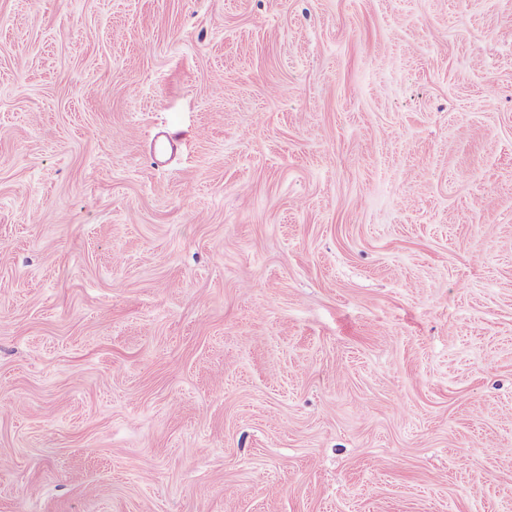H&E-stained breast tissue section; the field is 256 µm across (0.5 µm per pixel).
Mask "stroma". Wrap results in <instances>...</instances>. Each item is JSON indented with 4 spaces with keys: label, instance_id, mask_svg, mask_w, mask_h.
<instances>
[{
    "label": "stroma",
    "instance_id": "35a3bbf8",
    "mask_svg": "<svg viewBox=\"0 0 512 512\" xmlns=\"http://www.w3.org/2000/svg\"><path fill=\"white\" fill-rule=\"evenodd\" d=\"M0 512H512V0H0Z\"/></svg>",
    "mask_w": 512,
    "mask_h": 512
}]
</instances>
